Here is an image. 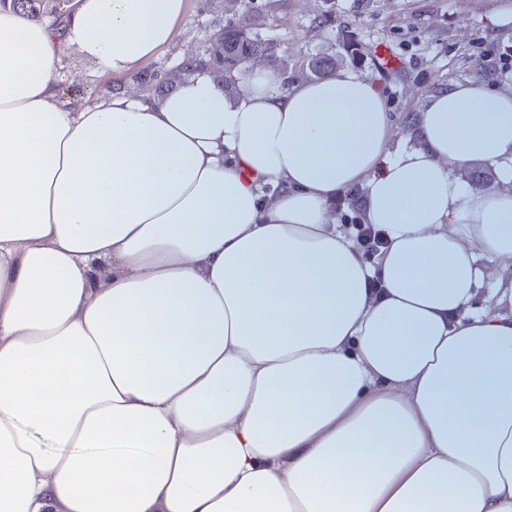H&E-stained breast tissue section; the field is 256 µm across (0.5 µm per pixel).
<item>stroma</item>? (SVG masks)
Segmentation results:
<instances>
[{"instance_id": "35a3bbf8", "label": "stroma", "mask_w": 512, "mask_h": 512, "mask_svg": "<svg viewBox=\"0 0 512 512\" xmlns=\"http://www.w3.org/2000/svg\"><path fill=\"white\" fill-rule=\"evenodd\" d=\"M229 25L275 45L278 82L313 79L310 62L316 58L333 59L370 80L386 99L398 140L407 137L430 95L448 82L512 94V71L475 65L479 57L512 52V0H187L173 43L126 74L104 75L73 48L62 49L60 91L82 99L107 88L150 94L160 81L181 85V62ZM378 43L399 56V69L379 68L372 52Z\"/></svg>"}]
</instances>
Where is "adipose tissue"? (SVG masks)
Returning a JSON list of instances; mask_svg holds the SVG:
<instances>
[{
	"label": "adipose tissue",
	"instance_id": "adipose-tissue-1",
	"mask_svg": "<svg viewBox=\"0 0 512 512\" xmlns=\"http://www.w3.org/2000/svg\"><path fill=\"white\" fill-rule=\"evenodd\" d=\"M185 8L0 11V512H512V193L455 174L512 179V94L398 145L346 69L61 98L60 44L120 75ZM475 173H480V182L477 184L475 181H479V175L473 178ZM459 178L467 185L477 188H486L487 191H510L512 192V181L505 182L499 166L490 164L487 162L476 161L469 163L457 170ZM361 192L360 190H355L352 194L351 206L352 212L348 204L344 205L343 200L340 198L336 200V206L344 205L343 208H336V218L338 224H346L349 220L350 216V230L351 233L363 251V254L366 257L373 258L376 255L382 253L383 249V240L380 236V232L376 230L373 224H364L362 217V204H361Z\"/></svg>",
	"mask_w": 512,
	"mask_h": 512
}]
</instances>
